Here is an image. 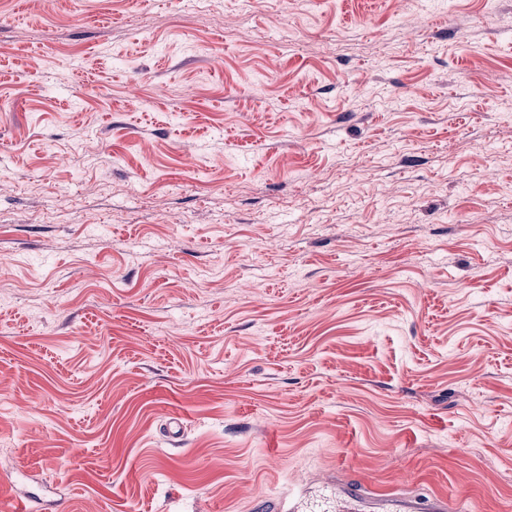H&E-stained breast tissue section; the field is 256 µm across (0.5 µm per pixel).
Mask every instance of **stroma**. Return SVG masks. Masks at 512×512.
Instances as JSON below:
<instances>
[{
    "label": "stroma",
    "mask_w": 512,
    "mask_h": 512,
    "mask_svg": "<svg viewBox=\"0 0 512 512\" xmlns=\"http://www.w3.org/2000/svg\"><path fill=\"white\" fill-rule=\"evenodd\" d=\"M336 480L512 512V0H0V500Z\"/></svg>",
    "instance_id": "35a3bbf8"
}]
</instances>
